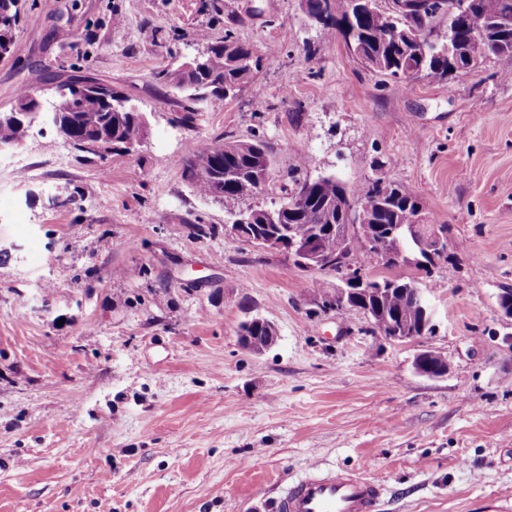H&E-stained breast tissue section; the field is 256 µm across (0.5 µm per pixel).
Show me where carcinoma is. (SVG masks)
Instances as JSON below:
<instances>
[{"instance_id": "cac0c4a2", "label": "carcinoma", "mask_w": 512, "mask_h": 512, "mask_svg": "<svg viewBox=\"0 0 512 512\" xmlns=\"http://www.w3.org/2000/svg\"><path fill=\"white\" fill-rule=\"evenodd\" d=\"M18 3L19 0H0V32L17 25ZM447 3L448 0H431L430 12L422 18L393 14L382 8L379 0H368L361 11L357 10L356 0H307L309 13L326 14L322 27L340 32L347 23L356 29V38L347 48L357 62L397 82L405 81V74L411 69L432 78L451 73L443 46L429 43L421 34ZM505 14L512 15V0H466L463 18L451 24L450 40L458 45L454 70L477 69L491 57H512V26L500 23ZM197 40L206 48L195 68H165L155 73L156 80L183 95L186 112L181 122L187 126L195 120V102L202 101L208 108L224 104L254 78L260 62L253 47L230 29L219 40H211L207 33L197 35ZM56 128L74 147L86 135L103 133L105 150L109 151L127 149L131 143L143 140L146 118L123 92L114 88L112 111H107L101 97L84 93L77 101V111L62 116ZM30 131L28 124L0 117V144L19 142ZM269 158L271 154L261 139L216 138L207 146L184 153L179 167L198 194L236 205V218L244 211L249 213L252 225L245 239L249 244L266 229L264 207L253 204V200L265 190L258 184L257 175ZM297 184L302 203L288 211L283 208L288 198L278 202L280 225L285 230L295 225L309 232L322 231L321 248L331 258L366 252L361 228L349 223V201L369 210L374 224H410L415 215V197L391 181L350 187L336 176L327 175L306 177ZM386 282L392 285V290L382 297L389 315L395 318L412 311L413 281L396 275Z\"/></svg>"}]
</instances>
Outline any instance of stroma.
I'll list each match as a JSON object with an SVG mask.
<instances>
[{
	"label": "stroma",
	"instance_id": "stroma-1",
	"mask_svg": "<svg viewBox=\"0 0 512 512\" xmlns=\"http://www.w3.org/2000/svg\"><path fill=\"white\" fill-rule=\"evenodd\" d=\"M0 112L93 75L149 120L129 152H77L50 122L0 151V512H276L312 461L381 478L377 512H512V58L398 85L310 23L303 0H20ZM121 14L123 24L112 22ZM232 29L262 65L175 126L155 81ZM259 138L279 201L298 175L392 181L456 243L423 288L434 329L390 342L323 308L331 271L227 235L177 159ZM304 173H297L299 157ZM278 340L255 354L239 325ZM433 350L446 375L416 373ZM263 319L269 326L268 333L270 336L266 332L265 324L259 325V323H256L254 321L249 325H245L244 323L241 324V329H240L241 336H251V337L259 339V340H261L262 337L265 336L263 342H259L257 344H253V345L246 343V341L244 340L246 349L249 350L250 352H253L256 354H261V353L265 352L266 350H268L270 347H272L275 344L276 339H277V333H276L277 329H276L275 324L266 318H263Z\"/></svg>",
	"mask_w": 512,
	"mask_h": 512
}]
</instances>
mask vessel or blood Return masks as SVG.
Segmentation results:
<instances>
[{
    "label": "vessel or blood",
    "instance_id": "b4317fda",
    "mask_svg": "<svg viewBox=\"0 0 512 512\" xmlns=\"http://www.w3.org/2000/svg\"><path fill=\"white\" fill-rule=\"evenodd\" d=\"M381 481L311 465L277 503L278 512H375Z\"/></svg>",
    "mask_w": 512,
    "mask_h": 512
}]
</instances>
